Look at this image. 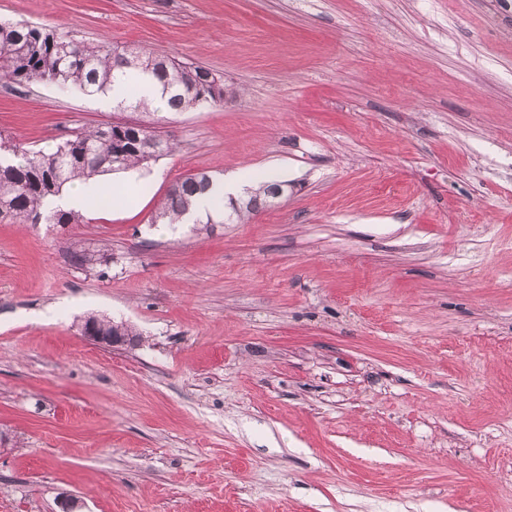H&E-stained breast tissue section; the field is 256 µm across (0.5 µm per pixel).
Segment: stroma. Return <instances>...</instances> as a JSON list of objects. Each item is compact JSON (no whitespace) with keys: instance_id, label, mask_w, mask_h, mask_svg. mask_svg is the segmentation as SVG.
I'll list each match as a JSON object with an SVG mask.
<instances>
[{"instance_id":"35a3bbf8","label":"stroma","mask_w":512,"mask_h":512,"mask_svg":"<svg viewBox=\"0 0 512 512\" xmlns=\"http://www.w3.org/2000/svg\"><path fill=\"white\" fill-rule=\"evenodd\" d=\"M240 97L76 224L0 219V512H512V0H0ZM0 83V137L122 119ZM190 172L290 183L154 224ZM103 259L73 266L70 241ZM95 315L138 342L84 336ZM286 184L288 182L285 181L264 182L258 188L246 189L242 198L230 202L235 220L244 223L253 212L272 206L275 200L284 195Z\"/></svg>"}]
</instances>
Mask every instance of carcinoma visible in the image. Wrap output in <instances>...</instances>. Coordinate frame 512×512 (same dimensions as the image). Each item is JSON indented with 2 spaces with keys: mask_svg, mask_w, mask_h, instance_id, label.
I'll return each mask as SVG.
<instances>
[{
  "mask_svg": "<svg viewBox=\"0 0 512 512\" xmlns=\"http://www.w3.org/2000/svg\"><path fill=\"white\" fill-rule=\"evenodd\" d=\"M154 76L171 112H186L202 105H222L239 96L210 69L155 55L136 47L116 52L104 43L78 42L55 30L27 23L0 22V80L16 85L55 84L76 87L88 96L105 91L117 81L139 75ZM119 107L138 112L136 121L112 122L83 130L58 144L50 153L9 148L0 156V217L18 224H77L72 211L46 208L74 180L136 169L175 151L177 144L157 133L155 112L131 94ZM214 179L205 172L189 174L171 186L151 217L153 224H182L192 199L208 190ZM286 182H265L249 188L230 202L235 220L242 223L254 212L284 195ZM69 261L91 269L100 262L77 241L68 247ZM115 336H138L124 322L89 316Z\"/></svg>",
  "mask_w": 512,
  "mask_h": 512,
  "instance_id": "obj_1",
  "label": "carcinoma"
}]
</instances>
